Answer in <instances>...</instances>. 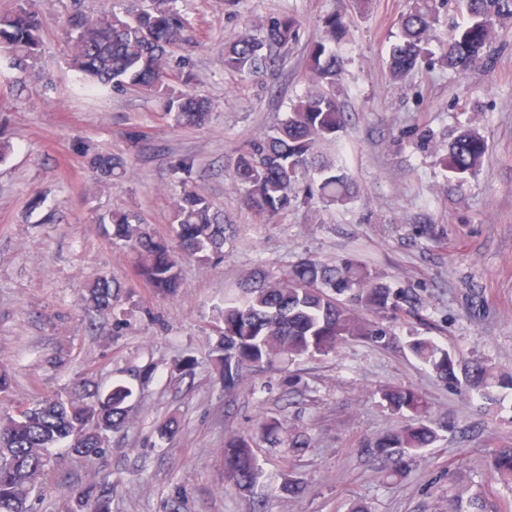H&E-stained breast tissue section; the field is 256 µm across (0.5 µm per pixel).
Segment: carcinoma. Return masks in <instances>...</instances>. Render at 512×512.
I'll list each match as a JSON object with an SVG mask.
<instances>
[{
	"label": "carcinoma",
	"mask_w": 512,
	"mask_h": 512,
	"mask_svg": "<svg viewBox=\"0 0 512 512\" xmlns=\"http://www.w3.org/2000/svg\"><path fill=\"white\" fill-rule=\"evenodd\" d=\"M363 0H348L344 11L324 20L323 35L309 48L308 90L289 108L288 116L272 132L250 139L234 162L233 178L249 208L270 218L299 201V178L310 170L319 178L307 197L329 204L343 203L354 184L344 170L322 160L320 147L336 141L345 124V112L336 95L344 70L333 45L347 33V11L362 7ZM449 0H409L399 17L400 40L390 51L389 74L403 80L425 57L434 24ZM462 19L452 23L441 63L456 72L487 62L495 27L512 20V0H460ZM176 0H153V6L121 15L112 9L96 13L80 10L70 15L65 38L70 66L90 88L109 92L138 90L164 103L163 115L186 126L204 124L211 103L196 93L177 94L170 55L192 41L190 23L175 6ZM256 37L244 32L224 48V68L245 77H259L277 62L276 52L297 37L290 16L266 17ZM42 43V20L32 0H16L14 8L0 13V73L20 85L34 70ZM79 155L100 177L110 180L127 173L128 162L119 154H102L88 143L76 147ZM486 153L484 139L473 129H463L448 145L437 164L462 178L475 172ZM195 158L181 155L170 165L175 174L191 176ZM112 240L134 255V274L158 294H177L181 260L210 262L223 256L233 238L232 225L224 223L207 196L186 188L172 213L171 240L157 236L136 212L109 216ZM240 303L217 309L219 336L214 347L224 362V388L242 380L243 370L258 367L275 356L295 359L328 355L349 340L382 344L390 333L382 321L408 313L412 297L371 273L366 264L345 257L332 263L304 258L277 275L255 272ZM121 286L101 275L82 296L87 312L112 308ZM411 353L442 382L460 386L499 407L512 395V375L497 374L482 358L461 361L430 338L415 336ZM132 387L122 381L107 391L74 389L56 397L0 412V512H31L30 500L40 485L50 449L60 445L82 455L105 451L107 433L128 423L127 404ZM389 408L407 417L400 429L380 437L377 455L399 466L403 455L416 454L438 440L423 396L412 388L381 391ZM283 430L276 418L257 421L253 433L224 441V476L237 489L250 491L265 480L253 453L254 436L270 439ZM494 478L512 480V448H499L488 461ZM112 488L100 485L79 491L75 512H109Z\"/></svg>",
	"instance_id": "1"
}]
</instances>
